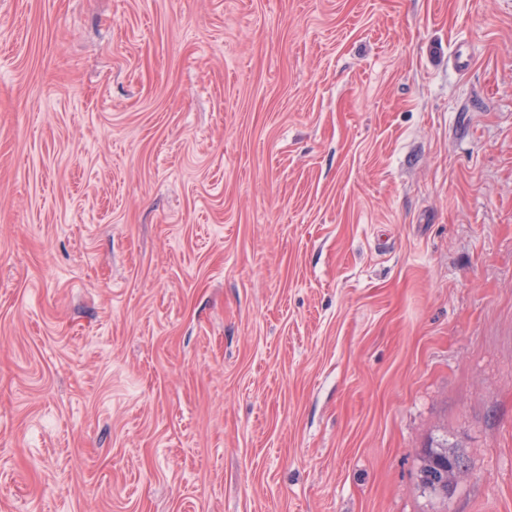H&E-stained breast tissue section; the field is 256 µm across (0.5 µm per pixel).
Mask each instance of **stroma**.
Masks as SVG:
<instances>
[{"label": "stroma", "mask_w": 512, "mask_h": 512, "mask_svg": "<svg viewBox=\"0 0 512 512\" xmlns=\"http://www.w3.org/2000/svg\"><path fill=\"white\" fill-rule=\"evenodd\" d=\"M0 512H512V0H0ZM448 448H454L448 444L447 438L434 441L427 449L420 468V481L425 490L434 496L448 497V486L456 477L465 473L468 468L466 461ZM448 458L456 469H448Z\"/></svg>", "instance_id": "obj_1"}]
</instances>
